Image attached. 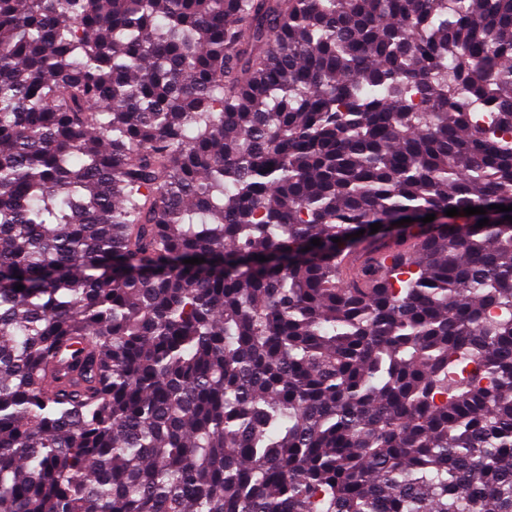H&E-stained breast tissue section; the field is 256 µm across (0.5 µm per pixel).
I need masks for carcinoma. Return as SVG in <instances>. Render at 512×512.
Instances as JSON below:
<instances>
[{
    "label": "carcinoma",
    "instance_id": "1",
    "mask_svg": "<svg viewBox=\"0 0 512 512\" xmlns=\"http://www.w3.org/2000/svg\"><path fill=\"white\" fill-rule=\"evenodd\" d=\"M508 203L512 0H0V512H512Z\"/></svg>",
    "mask_w": 512,
    "mask_h": 512
}]
</instances>
